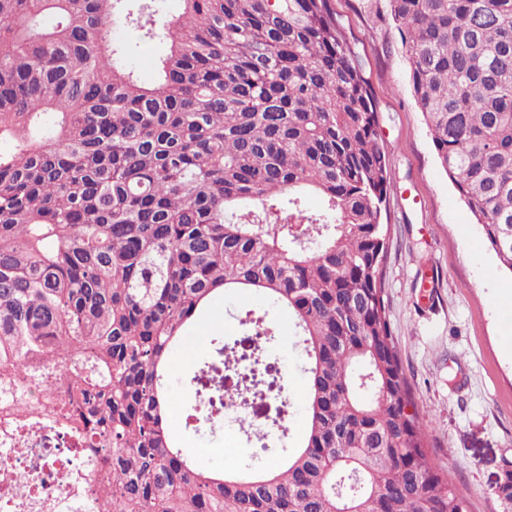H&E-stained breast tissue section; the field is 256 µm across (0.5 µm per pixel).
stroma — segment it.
<instances>
[{
	"label": "stroma",
	"instance_id": "obj_1",
	"mask_svg": "<svg viewBox=\"0 0 512 512\" xmlns=\"http://www.w3.org/2000/svg\"><path fill=\"white\" fill-rule=\"evenodd\" d=\"M357 41L378 100L379 142L389 159L387 318L405 377L426 424L429 456L467 491L471 512H512L497 487L512 470V273L498 269L475 218L436 160L415 104L410 64L389 0H333ZM273 326L266 352L282 370L293 405L285 437L234 427L203 438L187 427L195 401L187 377L211 355L215 336L240 335V305ZM200 343L178 346L167 390L168 428L178 448L215 472L268 469L300 444L306 429L309 362L287 310L260 294L224 295ZM233 449L226 459L225 449Z\"/></svg>",
	"mask_w": 512,
	"mask_h": 512
}]
</instances>
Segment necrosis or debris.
I'll return each mask as SVG.
<instances>
[{
	"label": "necrosis or debris",
	"mask_w": 512,
	"mask_h": 512,
	"mask_svg": "<svg viewBox=\"0 0 512 512\" xmlns=\"http://www.w3.org/2000/svg\"><path fill=\"white\" fill-rule=\"evenodd\" d=\"M100 452L49 426L0 443V512H95ZM26 471L27 482L15 479Z\"/></svg>",
	"instance_id": "obj_1"
}]
</instances>
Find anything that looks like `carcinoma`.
Masks as SVG:
<instances>
[{"instance_id": "carcinoma-1", "label": "carcinoma", "mask_w": 512, "mask_h": 512, "mask_svg": "<svg viewBox=\"0 0 512 512\" xmlns=\"http://www.w3.org/2000/svg\"><path fill=\"white\" fill-rule=\"evenodd\" d=\"M180 2L0 0V377L43 384L0 386V424L103 449L96 512H469L386 318L389 163L355 42L331 0ZM390 9L437 160L512 272V0ZM156 44L145 82L130 57ZM226 290L288 310L310 360L304 437L266 472L206 471L166 424L171 352ZM242 324L241 396L269 393L272 330Z\"/></svg>"}]
</instances>
